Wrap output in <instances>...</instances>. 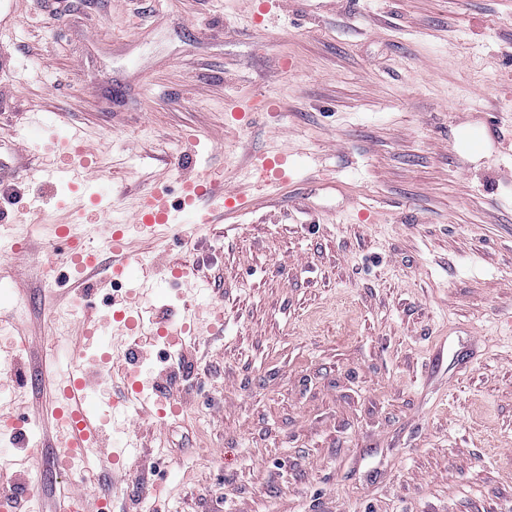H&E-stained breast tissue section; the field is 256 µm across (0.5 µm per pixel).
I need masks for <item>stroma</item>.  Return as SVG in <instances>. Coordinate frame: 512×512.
<instances>
[{
	"label": "stroma",
	"mask_w": 512,
	"mask_h": 512,
	"mask_svg": "<svg viewBox=\"0 0 512 512\" xmlns=\"http://www.w3.org/2000/svg\"><path fill=\"white\" fill-rule=\"evenodd\" d=\"M0 0V158L34 198L42 242L83 192L28 180L74 131L112 174V216L141 262L91 302L103 315L179 243L141 240L136 197L167 160L249 200L185 224L194 287L142 313L224 306L219 335L140 337L139 379L188 401L141 426L112 512H512V0ZM261 100L239 126L236 106ZM288 157L256 191L250 155ZM12 272L40 341L25 356L29 438L44 366L65 371L50 286ZM54 451L16 475L47 508L71 483ZM167 483L168 493L145 488Z\"/></svg>",
	"instance_id": "1"
}]
</instances>
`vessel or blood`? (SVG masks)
<instances>
[{
    "label": "vessel or blood",
    "mask_w": 512,
    "mask_h": 512,
    "mask_svg": "<svg viewBox=\"0 0 512 512\" xmlns=\"http://www.w3.org/2000/svg\"><path fill=\"white\" fill-rule=\"evenodd\" d=\"M284 156L255 155L249 160L255 184L273 188L288 181ZM86 174L84 198L100 210L112 208L111 198L102 196L98 189L106 181L104 171L93 165V151L80 145L70 153L67 163L58 170L44 174L45 186L65 180L74 169ZM177 193L157 187L144 194L138 204L134 221L149 236L162 227L175 225L179 217H187L198 228L215 224L219 213L244 205L245 200L223 182L212 179L203 171H188L177 180ZM38 256L39 270L56 288L55 300L70 296L82 297L104 287L108 280L126 275L139 258L129 246L122 225H99L95 236H76L72 225L54 227V242ZM171 282L190 281L197 274L196 263L190 247H183L180 256L172 258L161 269ZM140 318L115 311L112 318H101L96 309L87 308L73 336L76 351L66 373L42 370L40 385L48 402L47 424L49 441L56 447L57 458L79 455L84 463L108 474V484L96 495L95 503H88L86 487L75 486L54 508L53 512H105L111 507L115 486L126 479L131 449L108 447L102 439L101 416L89 406L92 384L103 377L120 374L122 385L112 398V407L118 411H133L132 426L146 421L162 425L167 414H178L187 407L186 402L174 393L157 391L152 403L140 401L141 385L138 381L137 350L135 338L141 332ZM113 332L126 337V347L118 354H110L86 366L83 348L89 337Z\"/></svg>",
    "instance_id": "obj_1"
}]
</instances>
